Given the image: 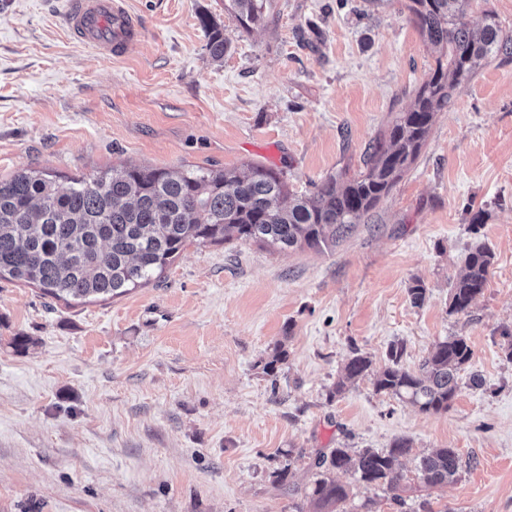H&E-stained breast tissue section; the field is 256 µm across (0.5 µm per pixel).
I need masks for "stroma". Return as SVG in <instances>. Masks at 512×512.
Wrapping results in <instances>:
<instances>
[{"instance_id":"35a3bbf8","label":"stroma","mask_w":512,"mask_h":512,"mask_svg":"<svg viewBox=\"0 0 512 512\" xmlns=\"http://www.w3.org/2000/svg\"><path fill=\"white\" fill-rule=\"evenodd\" d=\"M228 3L124 0L142 37L106 58L71 36L67 0H6L0 179L260 163L306 193L363 171L441 54L403 0H270L249 31ZM204 12L224 25L223 61L205 52ZM472 209L485 212L476 233ZM480 244L495 255L486 288L453 313L452 283ZM509 330L512 55L501 54L454 90L409 170L331 251L192 243L160 279L106 299L0 280V512H421L425 501L512 512ZM457 335L473 358L446 412L369 377L336 390L354 353L378 371L399 344L413 370ZM278 344L287 358L270 376ZM402 438L412 450L397 493L336 471L347 499L315 504L317 455ZM436 448L456 449L460 469L429 488L413 472Z\"/></svg>"}]
</instances>
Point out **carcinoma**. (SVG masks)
Returning <instances> with one entry per match:
<instances>
[{
	"mask_svg": "<svg viewBox=\"0 0 512 512\" xmlns=\"http://www.w3.org/2000/svg\"><path fill=\"white\" fill-rule=\"evenodd\" d=\"M241 25L249 29L265 16L267 0H231ZM470 0H408L405 8L420 32L441 47L436 68L410 108L398 112L354 177L330 176L311 193L290 203L282 171L246 164V171L112 168V175L90 181L71 178L61 186L40 171L0 180V280L33 284L56 299L91 295L121 296L159 278L189 243L252 241L269 247L326 251L350 235L382 197L403 177L425 145L437 112L453 90L473 78L482 62L512 54V35L495 15L476 28L468 17ZM211 58H224L228 46L221 25L199 16ZM494 253L476 246L451 289L450 311L465 313L486 287ZM473 352L464 336L433 344L416 371L401 364L402 350L391 347L388 363L374 381L378 392L407 399L425 413L446 412L460 389L459 373ZM372 360L355 354L336 384L365 378ZM410 442L398 440L386 451L336 448L321 466L350 474L356 481L395 491L403 475L399 458ZM418 479L429 487L456 480L459 457L438 448L417 459ZM320 505L339 503L346 489L326 478L311 493Z\"/></svg>",
	"mask_w": 512,
	"mask_h": 512,
	"instance_id": "carcinoma-1",
	"label": "carcinoma"
}]
</instances>
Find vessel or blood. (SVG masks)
I'll use <instances>...</instances> for the list:
<instances>
[{"instance_id": "obj_1", "label": "vessel or blood", "mask_w": 512, "mask_h": 512, "mask_svg": "<svg viewBox=\"0 0 512 512\" xmlns=\"http://www.w3.org/2000/svg\"><path fill=\"white\" fill-rule=\"evenodd\" d=\"M69 29L80 42L112 57L141 35L123 0H69Z\"/></svg>"}]
</instances>
